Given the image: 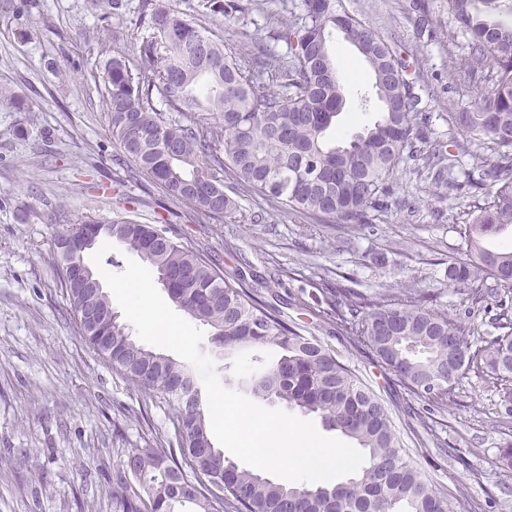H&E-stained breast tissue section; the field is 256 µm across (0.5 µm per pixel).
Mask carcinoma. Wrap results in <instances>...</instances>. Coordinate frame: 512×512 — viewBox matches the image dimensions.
Here are the masks:
<instances>
[{"instance_id":"carcinoma-1","label":"carcinoma","mask_w":512,"mask_h":512,"mask_svg":"<svg viewBox=\"0 0 512 512\" xmlns=\"http://www.w3.org/2000/svg\"><path fill=\"white\" fill-rule=\"evenodd\" d=\"M205 14L226 17L234 0H200ZM152 33L134 58L112 52L99 81L107 98L112 144L131 176L146 177L170 200L222 221L235 214V196L247 191L272 206L322 224L359 230L382 207L389 180L424 143L413 112L417 96L402 58L375 31L346 11L341 0H305V13L276 32L288 46L278 57L257 45L233 51L210 31L171 7L144 0ZM512 5L501 0H448V15L468 40L463 79L476 85L455 123L471 155L464 183L495 192L464 212L457 232L461 252L448 257V280L474 316L512 295V252L487 243L512 228ZM357 50L373 75L375 119L351 135L336 133L349 90L330 53L335 32ZM161 102L165 110L158 109ZM92 236L81 255L101 242L138 254L167 282L168 297L190 319L210 328L226 351L273 346L281 356L256 381L254 395L320 418L328 430L354 440L366 460L346 481L287 486L239 467L210 437V415L189 365L150 348L116 319L105 291L87 288L67 274L70 241ZM159 228L119 217L75 220L55 234L52 260L68 296L76 327L127 380L172 403L180 455L165 448H133L112 475L116 512H456L403 454L385 406L336 353L302 335L282 312L263 301L240 274H224L208 253ZM322 317L371 351L407 393L431 406L448 405L449 391L419 389L417 381L445 377L457 384L470 367L500 386L512 384V332L470 339L471 329L448 311L429 307L420 288L395 294L358 293L341 285L322 289ZM108 316L85 324L84 312ZM204 478L193 483L184 467Z\"/></svg>"}]
</instances>
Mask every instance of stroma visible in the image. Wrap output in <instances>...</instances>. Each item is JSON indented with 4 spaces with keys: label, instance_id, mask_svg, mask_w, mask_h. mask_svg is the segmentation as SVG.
<instances>
[{
    "label": "stroma",
    "instance_id": "35a3bbf8",
    "mask_svg": "<svg viewBox=\"0 0 512 512\" xmlns=\"http://www.w3.org/2000/svg\"><path fill=\"white\" fill-rule=\"evenodd\" d=\"M246 48L260 42L287 55L272 17L303 13V0H239L226 19L198 15L199 0H159ZM143 0H0V512H114L112 473L127 450L159 448L173 437V408L133 387L77 332L71 306L50 258L57 231L78 217L122 215L156 224L219 258L224 270L262 277V297L288 300L289 322L335 351L339 361L388 409L400 444L415 466L470 512H512V471L495 466L505 428V392L471 370L434 417L421 424L424 398L408 397L366 348L321 317V274L348 278L361 291L418 287L437 308L464 318L466 304L448 280V256L461 246L455 231L471 199L425 156L407 160L389 183L388 207L372 228L350 231L268 207L254 193L238 197L234 216L218 222L175 204L130 179L107 129L102 39L137 47L148 28ZM405 60L419 96L417 120L427 144L451 145L450 115L474 86L456 69L467 39L455 29L447 0H341ZM331 50L354 74L351 92H371L372 77L354 47L334 34ZM263 223H253L254 215ZM203 352L224 386L250 394L270 349L223 353L211 338Z\"/></svg>",
    "mask_w": 512,
    "mask_h": 512
}]
</instances>
